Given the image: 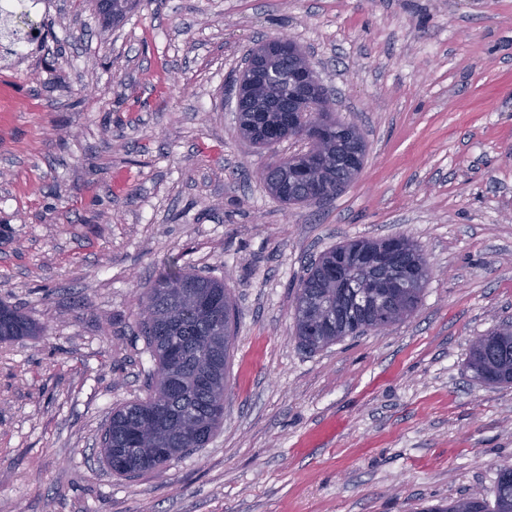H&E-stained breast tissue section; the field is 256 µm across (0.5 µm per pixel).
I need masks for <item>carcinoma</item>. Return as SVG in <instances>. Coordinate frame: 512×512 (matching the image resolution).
<instances>
[{
  "mask_svg": "<svg viewBox=\"0 0 512 512\" xmlns=\"http://www.w3.org/2000/svg\"><path fill=\"white\" fill-rule=\"evenodd\" d=\"M105 22L118 23L136 0H93ZM288 83L260 89L258 97L284 101ZM272 119L258 115L241 122L239 132L252 144L272 149ZM362 136L332 128L306 156L277 159L265 165L262 183L280 202L306 204L321 186L331 189L347 180L336 156L357 146ZM377 240H353L330 249L307 269L295 295L294 320L299 344L319 351L350 335L374 329L376 298L361 285L373 280L376 268L361 260V247ZM344 258L342 281L336 287V257ZM404 260L418 262L421 272L411 288L391 300V324L418 307L428 279V262L411 240L405 241ZM139 302L154 309L153 318L140 321V330L153 353L156 368L149 395L112 411L102 433V461L124 477L160 469L192 448L213 438L224 418V371L232 346V301L224 282L193 268L171 269L160 275ZM43 327L17 308L0 303V343L38 336ZM467 368L473 378L489 385L512 384V324L476 338ZM429 512H512V465L499 469L494 501L462 498Z\"/></svg>",
  "mask_w": 512,
  "mask_h": 512,
  "instance_id": "carcinoma-1",
  "label": "carcinoma"
}]
</instances>
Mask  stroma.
Masks as SVG:
<instances>
[{"instance_id":"1","label":"stroma","mask_w":512,"mask_h":512,"mask_svg":"<svg viewBox=\"0 0 512 512\" xmlns=\"http://www.w3.org/2000/svg\"><path fill=\"white\" fill-rule=\"evenodd\" d=\"M0 67V301L43 325L0 344V512H426L492 499L512 385L470 344L512 322V0H140L101 30L43 0ZM290 34L367 143L357 178L285 205L238 132L242 56ZM410 237L416 311L318 352L295 335L310 260ZM223 280L224 423L139 477L100 458L155 361L138 299L170 266Z\"/></svg>"}]
</instances>
